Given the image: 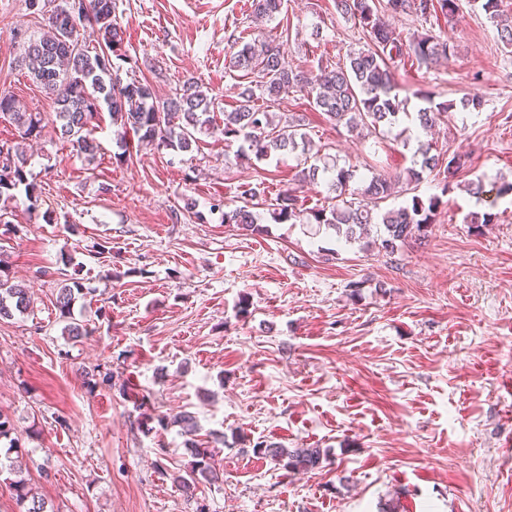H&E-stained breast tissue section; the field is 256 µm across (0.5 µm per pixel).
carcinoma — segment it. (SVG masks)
<instances>
[{"instance_id":"carcinoma-1","label":"carcinoma","mask_w":512,"mask_h":512,"mask_svg":"<svg viewBox=\"0 0 512 512\" xmlns=\"http://www.w3.org/2000/svg\"><path fill=\"white\" fill-rule=\"evenodd\" d=\"M85 2L84 14L78 18L69 15L68 2L46 14L43 33L24 43L22 56L33 79L56 105L53 123L61 139L76 150L89 156L98 152L93 121L103 105L113 121L132 130L140 141L172 151H188L200 135L216 131L224 136L226 143L242 141L240 154L251 152L258 159L299 148L304 177L314 181L321 173L327 175L338 203L307 211L301 208L295 192L288 189L277 197V208L272 212L274 221L286 223L306 213L314 223L333 231L337 239L347 243L360 240L374 224L373 244L390 253L406 241L426 234L440 204L439 197L424 199L415 194L397 208L382 210L381 204L392 196L400 179L374 174L364 188L352 189L354 170L323 163L318 154L309 155L311 140L303 131V121L292 118L283 125L276 124L266 104L292 91L305 92L312 96L314 107L336 126L349 130L363 126L375 134L394 128L399 124L406 100L395 92L391 64L407 56L420 64L433 65L448 57L453 45L450 39H440L427 32L406 42L390 26L389 19L413 14L427 20L441 15L451 23L458 8L456 0H335L336 11L357 21L369 33L373 47L349 54L342 67H320L316 73L286 67L280 46L242 33L235 40L238 50L232 54L228 68L247 71L256 75V80L238 87L236 105L224 111L219 129L214 126L213 116L217 97L206 94L190 79L163 100L146 80L122 83L109 60L112 55L124 59L120 53L122 31L114 19L116 0ZM474 2L495 24L504 47L512 49V19L500 13V0ZM251 8L255 16L273 20L285 9V0H252ZM83 31L94 37L96 46L86 45L81 39ZM451 107V103H432L416 112V120L420 127L430 128ZM0 119L15 125L21 138L27 139L41 133L46 114L22 109L12 93L0 90ZM432 150L430 144L420 146L421 160L414 162L405 177L410 190H416L424 176L433 173L447 183L466 164L458 155L446 159ZM4 160L11 167L6 175L0 172V197L11 199V191L23 185L29 201H37L36 184L27 182V158L22 147H6ZM347 194L357 195L359 200L343 199ZM224 223L251 231L257 228V218L246 205L224 211ZM84 295L82 282L70 277L57 289L54 305L61 314L69 315L72 305ZM30 304L26 288L0 279V318L23 314ZM170 423L179 426L187 436L191 456L185 473L176 475L174 480L192 496L200 483L215 482L219 477L213 469L209 446L198 440L195 416L181 412ZM265 452L286 471L314 470L321 467L325 457L319 448L267 447ZM11 487L24 512H45L43 498L24 479L12 481Z\"/></svg>"}]
</instances>
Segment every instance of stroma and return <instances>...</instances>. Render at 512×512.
Returning a JSON list of instances; mask_svg holds the SVG:
<instances>
[{
	"label": "stroma",
	"mask_w": 512,
	"mask_h": 512,
	"mask_svg": "<svg viewBox=\"0 0 512 512\" xmlns=\"http://www.w3.org/2000/svg\"><path fill=\"white\" fill-rule=\"evenodd\" d=\"M457 3V27L432 24L450 35L451 56L431 67L409 60L394 75L409 110L426 95L452 103L436 145L466 164L452 183L419 184V196H440L439 214L425 238L391 254L304 219L274 222L280 191L294 189L307 208L332 195L326 178L300 181L288 151L244 158L220 135L160 150L105 110L95 158L50 125L27 140L39 205L29 208L21 188L8 201L18 230L0 225V276L34 304L0 319V411L15 425L0 460L16 446L49 512H512V196L498 201L497 223L480 227L467 217L487 205L466 189L512 181V53L472 0ZM250 5L117 0L121 80H148L166 98L194 78L220 115L243 81L227 67L243 28L304 71L343 65L371 44L334 0H288L278 20L256 26ZM43 24L28 0H0V90L49 113L21 62L23 40ZM473 95L480 107L459 109ZM272 112L278 122L303 117L314 148L355 167L357 185L413 164L415 143L334 126L303 93ZM258 184V231L225 223V204ZM73 261L91 293L66 319L53 300ZM71 320L93 335L67 336ZM127 380L156 416L188 411L202 434L223 433L214 450L223 480L182 494L172 475L190 461L185 438L173 425L140 427ZM260 444L326 458L288 472Z\"/></svg>",
	"instance_id": "stroma-1"
}]
</instances>
